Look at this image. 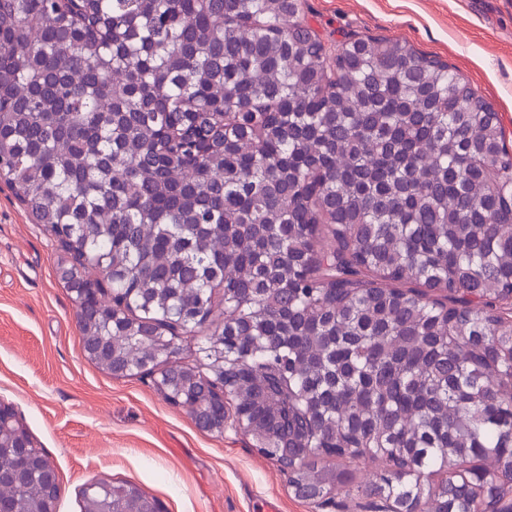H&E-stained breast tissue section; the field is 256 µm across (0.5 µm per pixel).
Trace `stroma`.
Here are the masks:
<instances>
[{
    "instance_id": "35a3bbf8",
    "label": "stroma",
    "mask_w": 512,
    "mask_h": 512,
    "mask_svg": "<svg viewBox=\"0 0 512 512\" xmlns=\"http://www.w3.org/2000/svg\"><path fill=\"white\" fill-rule=\"evenodd\" d=\"M323 39H406L447 62L499 112L512 149V0H302ZM61 251L0 182V400L10 403L62 482L58 512H80L97 478L128 481L163 512H370L337 490L323 506L295 497L280 465L250 436L198 428L152 376L115 378L82 350L73 294L57 274Z\"/></svg>"
}]
</instances>
